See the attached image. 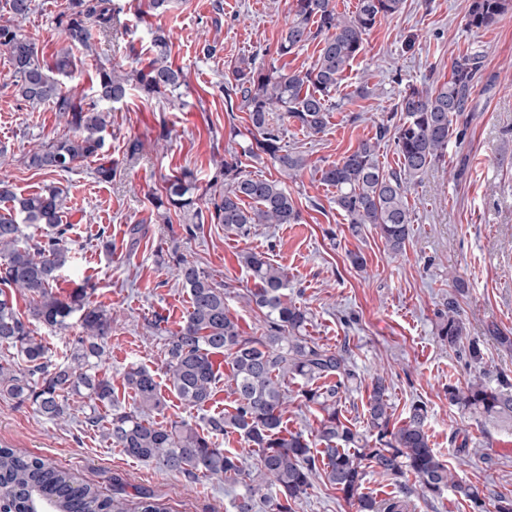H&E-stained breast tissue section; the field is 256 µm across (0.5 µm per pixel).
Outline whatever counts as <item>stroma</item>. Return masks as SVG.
Instances as JSON below:
<instances>
[{"label": "stroma", "mask_w": 512, "mask_h": 512, "mask_svg": "<svg viewBox=\"0 0 512 512\" xmlns=\"http://www.w3.org/2000/svg\"><path fill=\"white\" fill-rule=\"evenodd\" d=\"M63 2L33 0L28 18L20 22L47 63L65 45L55 23ZM288 2L174 0L160 13L150 0H126L112 37L94 36L92 52L76 51V92L93 93L95 60L131 72L137 58L150 56L159 28L170 37L169 60L181 70L187 88L180 102L148 99L133 90L110 106L105 148L117 177L109 183L95 178L91 161L66 173L27 167L31 149L67 128L49 106L19 108L9 58L0 52V178L21 196L50 184L66 192L64 220L72 226L73 259L55 291L65 299L83 280L95 283L93 304L112 312L99 371L111 378L123 404L133 402L123 388L130 366L146 367L165 382V340L190 310L188 293L167 255L186 257L210 273L223 286L242 334L258 336L264 317L249 301L254 282L241 255L263 251L287 272L289 298L309 312L308 336L332 349L348 348L359 385L343 394L340 407L351 424L364 429L367 387L373 377L383 376L395 419L404 418L415 402L426 404L432 446L454 481L512 497V428L475 419L448 402L449 384L465 385L473 375H482L491 387L501 377L512 379V350L486 331L493 323L512 336V11L475 32L466 26L471 0H404L398 14L376 24L364 52L331 94L326 130L312 136L294 124L284 126L285 148L309 160L288 183L301 223L259 224L246 237L207 224L191 237L183 227L193 223L192 212H171L167 225L150 217V200L160 194L165 178L189 171L195 196L205 198L220 162L249 142L247 113L227 112L218 91L227 62L254 54L290 72L313 65L318 55L313 41L293 54H276ZM206 42L216 45L213 56L202 54ZM471 50L482 53L483 67L472 110L459 122L465 135L449 142L444 162L409 192V239L402 253H391L373 225L349 230L347 217L333 202L335 189L321 184L318 170L374 137L407 87L447 80L452 60ZM363 85L369 94L356 96ZM234 126L243 134L233 140L229 130ZM132 140L142 145L136 159L127 153ZM136 224L141 231L134 237L130 230ZM353 253L365 258L364 269L351 265ZM458 277L468 285L459 305L469 337L481 350L474 364L465 351L449 349L436 336L438 315ZM216 363L222 378L208 405L187 407L167 390L163 407L151 412L150 420L198 426L207 415L231 409L230 368L224 356ZM0 446L41 457L105 496L118 489L134 501L140 490H148L168 512H234L243 491L242 484L221 477L191 480L128 459L111 445L106 428L90 431L76 419L53 423L4 397ZM403 485L411 491L408 512H469L465 497L454 489L423 499L410 474L398 482L368 472L363 491L385 500Z\"/></svg>", "instance_id": "35a3bbf8"}]
</instances>
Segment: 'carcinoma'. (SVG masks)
Segmentation results:
<instances>
[{"label":"carcinoma","mask_w":512,"mask_h":512,"mask_svg":"<svg viewBox=\"0 0 512 512\" xmlns=\"http://www.w3.org/2000/svg\"><path fill=\"white\" fill-rule=\"evenodd\" d=\"M403 0H358L351 16L336 11L333 0H291V21L282 31L277 55L286 56L315 39L317 60L309 69L285 72L255 56L228 63L232 80L221 87L228 111L248 113L255 150L269 156L280 172L298 175L308 159L284 149L281 122L289 121L314 135L327 126L328 102L343 73L364 51L367 34L378 20L401 11ZM512 9V0H471L466 26L483 30ZM125 10L124 0H67L56 24L68 46L50 65L40 62L35 41L20 27L0 24V50L12 65L11 85L28 107L46 103L59 112L72 134L30 151L27 166L47 172H69L78 163L102 155L101 132L107 126L104 105L122 101L134 89L147 98L178 99L184 85L179 71L169 65V39L154 38L155 55L132 78L120 76L100 61L95 95L79 96L66 83L51 76L57 71L73 77L72 50L89 49L93 34H112ZM482 68L478 51L460 55L452 63L448 81L435 87H410L400 95L395 125L381 124L376 136L361 141L342 159L319 169L320 180L336 188L334 203L349 219L350 229L371 224L387 249L405 248L412 223L407 195L428 168L443 160L458 122L471 111L472 94ZM280 113L274 121L272 113ZM390 139L400 159L394 171L379 165L380 144ZM206 207L197 206L189 182L179 176L167 179L164 193L153 198L155 209L192 210L197 219L184 231L196 235L205 224H222L239 236L250 234L256 224H297L301 216L285 183L252 176L233 156L221 163L211 179ZM0 201L11 202V214H0V396L28 403L51 422L74 418L71 401L85 400L83 426H100V407L110 408L109 438L129 458L154 462L167 471L194 478L221 476L241 481L244 492L235 499V512H255L256 498L268 502L270 512H296L308 493L312 478L325 481L356 506L357 512H407L400 497L378 501L362 492L367 470L400 477L406 471L419 480L422 496H440L452 476L448 466L430 446L427 407L411 405L400 424L390 427L392 410L385 379L378 377L368 389L367 430L359 431L343 419L341 393L349 390L358 374L343 350L326 348L306 336L310 321L306 309L288 299L284 270L261 252H247L242 262L251 272L255 288L249 301L264 315L265 330L244 336L224 301V288L198 265L178 256L174 266L188 289L191 311L184 324L165 344V375L170 390L188 406L202 408L213 396L220 379L213 356L230 361L235 395L230 412L208 416L196 428L148 420L162 407L160 383L146 368L131 366L124 373L126 388L135 402L123 406L112 382L95 368L105 353L100 341L112 329V315L81 289L70 300L55 295L59 273L71 261V225L63 223L67 196L50 186L29 197H19L11 185L0 181ZM22 216L17 220L14 214ZM40 231L38 239L23 241L22 225ZM455 296L440 314L437 333L441 344L459 350L468 338L466 319L458 297L467 283L452 282ZM18 293L35 297L24 317L14 300ZM75 319L82 335L75 337L70 355L54 360L49 348L34 336L33 326L66 329ZM24 367L17 366V360ZM300 379L305 405L322 412L315 430L321 448L302 433L283 426L288 404V381ZM448 401L485 420L512 423V383L504 378L497 389L475 376L464 387L448 385ZM229 432L242 435L258 449L253 466L216 446V438ZM470 502L471 512H512V500L473 487L454 484ZM0 512H129L126 499L104 496L89 484L77 483L66 470L44 459L0 447Z\"/></svg>","instance_id":"1"}]
</instances>
